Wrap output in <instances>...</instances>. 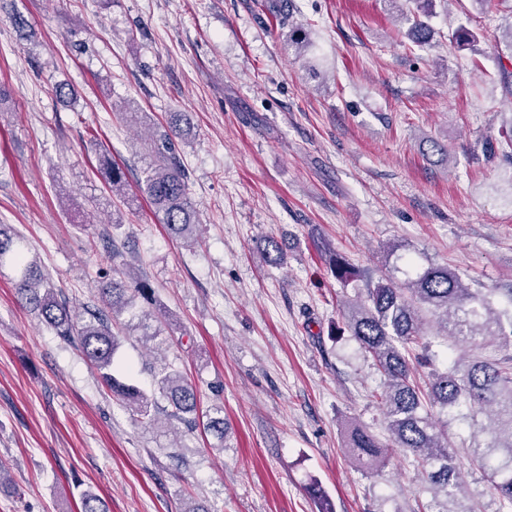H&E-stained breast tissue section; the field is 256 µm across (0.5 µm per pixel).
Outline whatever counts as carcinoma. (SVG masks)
<instances>
[{
	"instance_id": "carcinoma-1",
	"label": "carcinoma",
	"mask_w": 512,
	"mask_h": 512,
	"mask_svg": "<svg viewBox=\"0 0 512 512\" xmlns=\"http://www.w3.org/2000/svg\"><path fill=\"white\" fill-rule=\"evenodd\" d=\"M288 21V46L302 55L310 42L300 36L283 0L270 5ZM423 17L410 19L408 36L420 47L430 44L434 29ZM182 113L172 112L167 130L150 145L149 162L139 179V190L175 238L194 237L199 221L188 196V176L180 160L177 141L183 137ZM490 150L512 162V125L489 142ZM105 175L112 192L123 195L126 174L118 164L105 162ZM329 269L336 281L347 287L366 281L365 295L343 314L350 336L368 353L383 378V389L374 392L384 407L387 430L396 446L412 456L425 470L432 495L426 512H467L461 505L465 488L455 465V449L448 444V420H463L472 434L487 433L484 444L465 449L472 465L481 469L497 498L496 512H512V355L465 361L448 354L440 362L434 341L424 330L420 314L426 309L438 332L465 347L512 346V289L501 294L496 288L472 290L446 265L403 271L398 284L388 278L365 280L364 271L343 256L329 252ZM11 271L18 298L61 338L79 345L85 357L101 373L105 385L121 399L148 428L157 425L156 402L137 385L114 375V360L121 341L113 323L133 310L139 297L149 299L152 286L145 279L116 276L98 283L103 307L82 320L72 316L48 279L30 258L24 238L11 224L0 223V275ZM155 383L168 403V416L191 431L196 426L197 396L193 386L175 367L163 366ZM206 430L224 447V410L213 408ZM347 448L362 468L377 469L383 463L380 443L368 431L352 428ZM81 512H107L96 494H81Z\"/></svg>"
}]
</instances>
